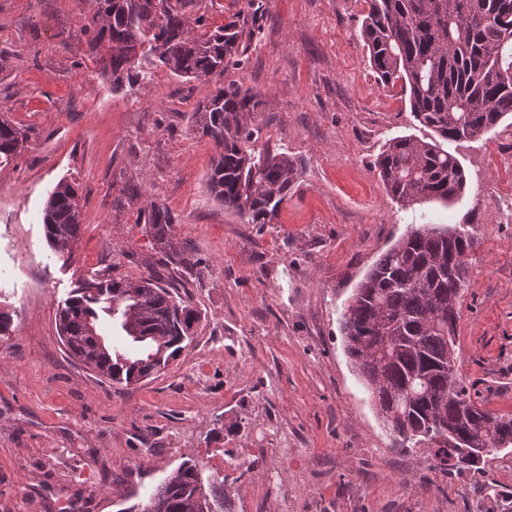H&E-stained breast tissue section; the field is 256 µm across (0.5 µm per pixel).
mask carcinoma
Returning <instances> with one entry per match:
<instances>
[{"label":"carcinoma","instance_id":"cac0c4a2","mask_svg":"<svg viewBox=\"0 0 512 512\" xmlns=\"http://www.w3.org/2000/svg\"><path fill=\"white\" fill-rule=\"evenodd\" d=\"M192 0H96L104 22L88 44L109 57L103 73L116 85L164 68L187 79L224 74L239 54L242 30L234 23L215 29L186 14ZM361 37L372 68L384 85L402 82L415 119L438 139L470 140L512 116V0H368ZM261 95L239 86L216 89L189 120L221 152L208 177L216 199L249 224H271L300 176L292 156L256 150L255 125ZM438 139L391 140L376 159L387 192L403 207L419 201L447 202L462 195L467 177L458 159ZM24 135L0 118V159L11 158ZM46 239L54 248L80 233L76 188L60 181L44 208ZM136 223L146 229L171 263L189 266L177 248L174 218L164 204L148 200ZM457 226L420 224L380 255L344 306L340 329L354 371L377 415L402 447L429 452L447 473L478 471L480 463L438 458V444L461 427L487 453L512 449V418L484 408L443 365L456 343L458 299L468 267L448 275V256L472 249ZM105 314L123 332L124 345L109 348L97 333ZM200 318L173 290L150 275L138 283L90 278L64 303L60 335L68 349L116 383L147 378L176 359ZM228 477L184 462L129 512H233Z\"/></svg>","mask_w":512,"mask_h":512}]
</instances>
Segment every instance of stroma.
Returning <instances> with one entry per match:
<instances>
[{
    "instance_id": "stroma-1",
    "label": "stroma",
    "mask_w": 512,
    "mask_h": 512,
    "mask_svg": "<svg viewBox=\"0 0 512 512\" xmlns=\"http://www.w3.org/2000/svg\"><path fill=\"white\" fill-rule=\"evenodd\" d=\"M95 0H0V114L26 136L0 162V512H126L186 460L235 476L250 512L276 476L277 512H507L512 453L484 471L444 474L401 450L347 357L344 302L381 253L416 224L474 238L460 300L457 369L485 407L512 417V127L442 147L464 193L404 209L374 162L400 136L428 141L401 85L381 86L361 39L366 0H193L207 28L253 35L223 76L158 69L113 86L85 27ZM258 92L255 148L285 152L302 174L270 224H246L210 194L217 155L187 119L215 87ZM61 181L77 189L81 230L47 241L43 209ZM175 218L191 269L163 265L136 221L146 199ZM158 272L198 309L192 343L130 385L71 356L57 329L81 280ZM294 456L251 460L261 432ZM242 467L213 459L217 451ZM503 499H484L486 486Z\"/></svg>"
}]
</instances>
